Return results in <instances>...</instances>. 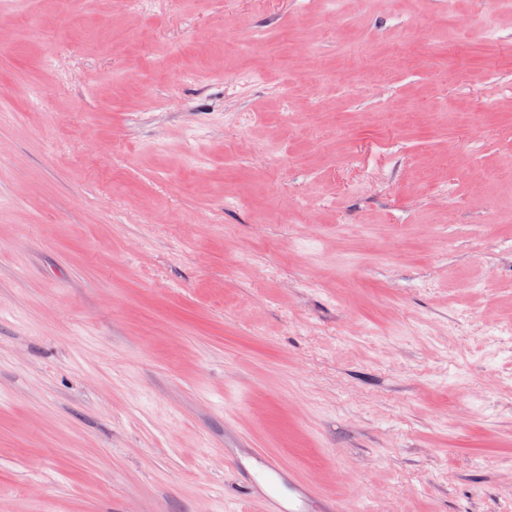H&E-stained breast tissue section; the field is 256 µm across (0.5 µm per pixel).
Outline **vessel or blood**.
<instances>
[{"label":"vessel or blood","mask_w":512,"mask_h":512,"mask_svg":"<svg viewBox=\"0 0 512 512\" xmlns=\"http://www.w3.org/2000/svg\"><path fill=\"white\" fill-rule=\"evenodd\" d=\"M231 463L244 473L249 497L262 512H337L334 501H317L310 487L287 472L274 454L254 449L246 457H232Z\"/></svg>","instance_id":"1"}]
</instances>
